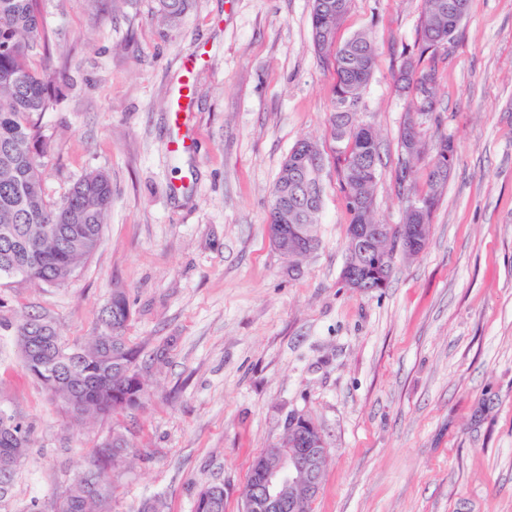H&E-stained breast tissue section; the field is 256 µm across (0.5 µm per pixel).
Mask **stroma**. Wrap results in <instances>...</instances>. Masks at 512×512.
<instances>
[{
  "label": "stroma",
  "mask_w": 512,
  "mask_h": 512,
  "mask_svg": "<svg viewBox=\"0 0 512 512\" xmlns=\"http://www.w3.org/2000/svg\"><path fill=\"white\" fill-rule=\"evenodd\" d=\"M66 72L41 121L45 196L92 171L112 179L100 248L63 283L0 278V409L30 449L0 512H57L113 432L132 444L112 475V512L159 496L193 512L224 484L240 512L254 459L295 411L321 428L328 460L313 512H512V0H469L438 52L427 143L453 168L425 251L387 287L343 285L349 222L326 165L319 249L291 263L269 243L281 163L309 138L330 148L336 74L315 54L309 0H190L176 25L157 0H40ZM423 0H350L335 38L369 32L373 75L356 122L382 142L374 215L402 221L428 189L430 158L397 183L398 135L414 115L397 77ZM189 113L170 105L181 79ZM184 137L186 150L169 144ZM123 293L124 334L147 381L141 406L85 421L26 374L13 324L36 310L66 345L97 332ZM165 348L162 362L149 355Z\"/></svg>",
  "instance_id": "stroma-1"
}]
</instances>
